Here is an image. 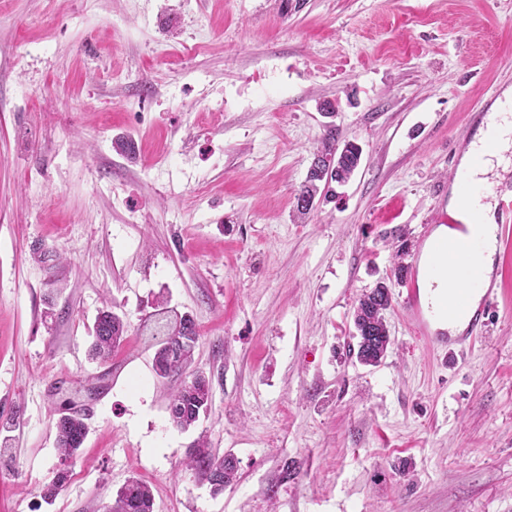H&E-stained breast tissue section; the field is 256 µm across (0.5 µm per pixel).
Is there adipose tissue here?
<instances>
[{
  "mask_svg": "<svg viewBox=\"0 0 512 512\" xmlns=\"http://www.w3.org/2000/svg\"><path fill=\"white\" fill-rule=\"evenodd\" d=\"M512 150V97H505L491 112L464 153L459 173L462 180L476 188L485 182L491 157ZM448 206L454 209L458 221L468 227L471 243L470 275L475 283L489 279L494 265L497 244V224L494 207L484 195L476 193L461 199L451 194Z\"/></svg>",
  "mask_w": 512,
  "mask_h": 512,
  "instance_id": "obj_1",
  "label": "adipose tissue"
}]
</instances>
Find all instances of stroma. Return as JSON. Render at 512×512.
<instances>
[{"mask_svg": "<svg viewBox=\"0 0 512 512\" xmlns=\"http://www.w3.org/2000/svg\"><path fill=\"white\" fill-rule=\"evenodd\" d=\"M496 86L512 0H0V512H105L132 477L154 512H512V254L464 351L397 304L383 362L351 350ZM328 123L360 165L293 220ZM161 296L212 380L186 431L153 370ZM106 303L130 328L100 364ZM70 412L88 434L48 503ZM201 436L236 462L216 496L181 469Z\"/></svg>", "mask_w": 512, "mask_h": 512, "instance_id": "obj_1", "label": "stroma"}]
</instances>
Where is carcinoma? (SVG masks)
<instances>
[{
    "mask_svg": "<svg viewBox=\"0 0 512 512\" xmlns=\"http://www.w3.org/2000/svg\"><path fill=\"white\" fill-rule=\"evenodd\" d=\"M361 159L360 147L348 141L339 144L336 128L328 125L309 166L305 181L295 196L294 218L302 220L312 211V204L330 201L332 196L323 191V183H347L357 170ZM394 301L390 286L380 281L364 293L354 307L353 319L365 341L358 346L357 357L374 365L386 356L392 341L387 337L388 327L384 313ZM160 312L155 335L160 337L154 353L157 373L162 377L180 380L171 393L168 410L172 424L187 430L206 413L212 400L210 379L202 372H190L198 332L191 315L171 313L167 302H158ZM127 325L112 308L99 310L92 328L91 356L105 363L112 359L126 339ZM56 443L60 452V467L51 484L41 490L48 502L63 488L69 478L68 462L77 457L87 437L84 418L76 412L64 414L56 422ZM185 467L203 476L213 493L224 490V485L236 478V466L230 458H217L201 440L190 449ZM154 496L144 481L128 480L107 507L106 512H153Z\"/></svg>",
    "mask_w": 512,
    "mask_h": 512,
    "instance_id": "obj_1",
    "label": "carcinoma"
}]
</instances>
